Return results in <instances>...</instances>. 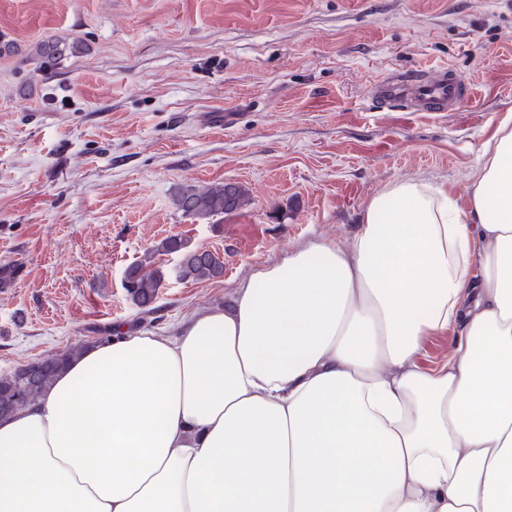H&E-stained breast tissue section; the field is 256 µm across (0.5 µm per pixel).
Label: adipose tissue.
I'll return each instance as SVG.
<instances>
[{
    "label": "adipose tissue",
    "mask_w": 512,
    "mask_h": 512,
    "mask_svg": "<svg viewBox=\"0 0 512 512\" xmlns=\"http://www.w3.org/2000/svg\"><path fill=\"white\" fill-rule=\"evenodd\" d=\"M0 456V512H512V123L467 207L388 183L351 242L256 267L177 335L82 349ZM458 338L453 330L427 336L423 341V351L416 359L419 369L432 371L448 363L455 352Z\"/></svg>",
    "instance_id": "obj_1"
}]
</instances>
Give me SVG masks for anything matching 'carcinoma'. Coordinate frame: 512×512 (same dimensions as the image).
<instances>
[{
    "instance_id": "cac0c4a2",
    "label": "carcinoma",
    "mask_w": 512,
    "mask_h": 512,
    "mask_svg": "<svg viewBox=\"0 0 512 512\" xmlns=\"http://www.w3.org/2000/svg\"><path fill=\"white\" fill-rule=\"evenodd\" d=\"M175 203L189 217L207 218L243 210L250 205V198L235 183H218L205 190L183 187L177 192ZM156 253L179 254V276L183 280L208 281L224 274V260L220 256L207 250L193 249L177 236L166 237L153 245L150 255L126 272L128 296L145 313L151 311L163 281L161 271L151 267V259ZM75 352L76 349L72 348L0 378V415L35 401Z\"/></svg>"
}]
</instances>
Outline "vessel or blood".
Masks as SVG:
<instances>
[{
  "label": "vessel or blood",
  "mask_w": 512,
  "mask_h": 512,
  "mask_svg": "<svg viewBox=\"0 0 512 512\" xmlns=\"http://www.w3.org/2000/svg\"><path fill=\"white\" fill-rule=\"evenodd\" d=\"M374 94L380 103L409 112H448L474 96L470 83L444 66L392 75L376 85Z\"/></svg>",
  "instance_id": "obj_1"
}]
</instances>
